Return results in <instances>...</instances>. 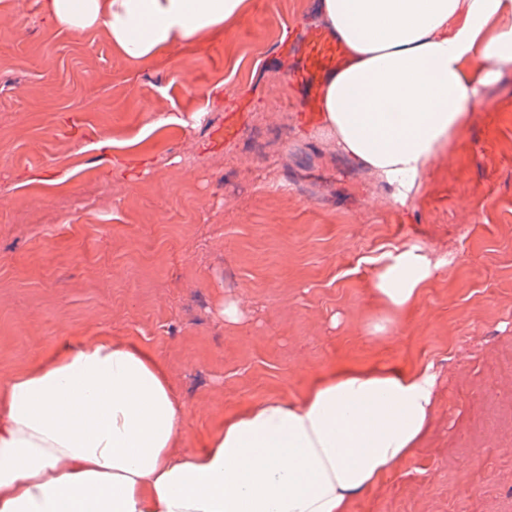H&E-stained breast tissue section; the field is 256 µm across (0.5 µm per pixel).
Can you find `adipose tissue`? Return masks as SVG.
<instances>
[{"label": "adipose tissue", "mask_w": 512, "mask_h": 512, "mask_svg": "<svg viewBox=\"0 0 512 512\" xmlns=\"http://www.w3.org/2000/svg\"><path fill=\"white\" fill-rule=\"evenodd\" d=\"M56 26L106 30L132 60L222 32L246 0H44ZM348 60L319 131L407 204L452 148L480 85L512 63V0H321ZM437 270L407 249L374 292L405 310ZM430 369L334 370L183 445L185 404L160 356L95 336L0 378V512H348L421 442Z\"/></svg>", "instance_id": "obj_1"}]
</instances>
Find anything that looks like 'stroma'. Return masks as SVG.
<instances>
[{
	"mask_svg": "<svg viewBox=\"0 0 512 512\" xmlns=\"http://www.w3.org/2000/svg\"><path fill=\"white\" fill-rule=\"evenodd\" d=\"M247 2L223 35L136 62L43 0H0V377L136 341L192 449L331 370L428 367L421 443L350 512H512V65L401 205L300 105L294 47L320 0ZM411 247L455 261L392 313L373 281Z\"/></svg>",
	"mask_w": 512,
	"mask_h": 512,
	"instance_id": "35a3bbf8",
	"label": "stroma"
}]
</instances>
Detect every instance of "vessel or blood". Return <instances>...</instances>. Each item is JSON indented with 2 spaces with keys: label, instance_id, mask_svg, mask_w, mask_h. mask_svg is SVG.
<instances>
[{
  "label": "vessel or blood",
  "instance_id": "1",
  "mask_svg": "<svg viewBox=\"0 0 512 512\" xmlns=\"http://www.w3.org/2000/svg\"><path fill=\"white\" fill-rule=\"evenodd\" d=\"M346 59V49L341 41L327 30L306 29L300 46L299 77L306 87L305 107L316 111L325 78L339 69Z\"/></svg>",
  "mask_w": 512,
  "mask_h": 512
}]
</instances>
